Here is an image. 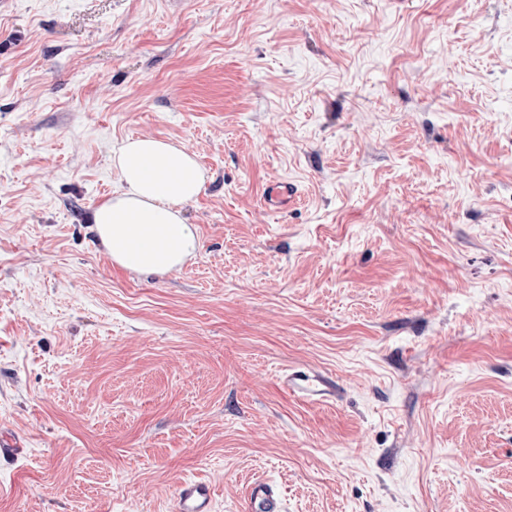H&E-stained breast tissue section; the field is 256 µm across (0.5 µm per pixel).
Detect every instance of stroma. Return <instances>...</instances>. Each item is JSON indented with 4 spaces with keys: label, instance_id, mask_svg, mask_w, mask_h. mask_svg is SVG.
<instances>
[{
    "label": "stroma",
    "instance_id": "1",
    "mask_svg": "<svg viewBox=\"0 0 512 512\" xmlns=\"http://www.w3.org/2000/svg\"><path fill=\"white\" fill-rule=\"evenodd\" d=\"M130 136L206 171L163 276ZM1 436L0 512H512V0H0ZM118 185L93 213L102 251L118 267L164 275L197 253V227L182 207L200 193L204 169L194 154L167 140L128 137L113 152ZM283 386L290 393L303 397L329 399L336 396V381L326 375L310 376L303 371L287 374ZM176 505L178 512H212V488L198 479L185 480L177 490ZM244 512H284L280 494L270 482L252 481L247 488Z\"/></svg>",
    "mask_w": 512,
    "mask_h": 512
}]
</instances>
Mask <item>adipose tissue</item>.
Returning <instances> with one entry per match:
<instances>
[{"label":"adipose tissue","mask_w":512,"mask_h":512,"mask_svg":"<svg viewBox=\"0 0 512 512\" xmlns=\"http://www.w3.org/2000/svg\"><path fill=\"white\" fill-rule=\"evenodd\" d=\"M118 185L93 213L102 251L118 267L164 275L197 253L196 225L182 207L200 193L205 173L194 154L172 142L129 137L112 156Z\"/></svg>","instance_id":"ef3b65f1"}]
</instances>
